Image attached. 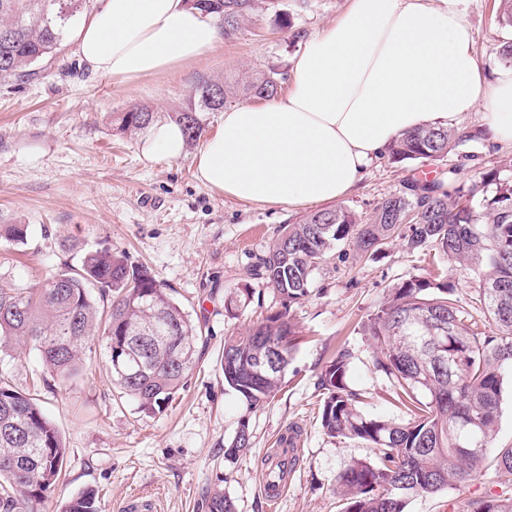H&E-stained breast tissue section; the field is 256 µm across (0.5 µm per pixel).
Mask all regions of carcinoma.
<instances>
[{
    "label": "carcinoma",
    "instance_id": "1",
    "mask_svg": "<svg viewBox=\"0 0 512 512\" xmlns=\"http://www.w3.org/2000/svg\"><path fill=\"white\" fill-rule=\"evenodd\" d=\"M87 0H0V81L30 77L34 64L58 53ZM256 0H197L194 8L224 18V37L234 36L256 9ZM281 74L256 71L233 82L199 85L188 107L170 115L190 144L199 140L200 112H214L213 93L222 105L237 95L274 97ZM157 114L133 108L113 115L124 135H135ZM452 126L426 125L394 139L386 148L393 164L442 160L473 140ZM448 181L413 180L391 194L364 221L350 209L314 212L296 224L280 226L269 252L247 270L279 294L282 309L243 333L224 337V384L256 406L273 397L299 346L290 317L293 305L311 293L315 272L334 248L345 243L354 256L375 254L400 239L407 250H432L467 267L484 304L488 324L475 320L441 275L413 278L392 289L363 325L374 364L391 378L398 403L410 419L399 424L373 417L359 407L348 384L352 354L344 349L322 368L321 426L330 437L358 440L377 450L374 461L356 460L342 472L337 494L344 512H406L409 498L453 490L481 476L501 414L506 373H512V179L499 169L480 180L455 186ZM28 225L0 228V239L27 241ZM167 331L156 339L152 326ZM105 338L112 381L138 410L165 408L194 365L198 329L170 289L145 267L128 263L109 247L88 249L42 282L24 287L0 277V512H37L54 492L67 449L46 414L41 389L50 380L77 375L90 360L92 342ZM31 345L47 374L31 392L15 390L6 378L8 360ZM268 356L270 364L258 366ZM251 447L241 425L225 458ZM209 512H235L218 492L208 496ZM60 512H101L98 494L81 492ZM466 512H512V498L494 494L468 502Z\"/></svg>",
    "mask_w": 512,
    "mask_h": 512
}]
</instances>
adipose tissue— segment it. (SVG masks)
I'll use <instances>...</instances> for the list:
<instances>
[{
  "label": "adipose tissue",
  "mask_w": 512,
  "mask_h": 512,
  "mask_svg": "<svg viewBox=\"0 0 512 512\" xmlns=\"http://www.w3.org/2000/svg\"><path fill=\"white\" fill-rule=\"evenodd\" d=\"M467 0H350L296 56L286 97L225 111L193 161L209 190L260 206L306 207L349 194L396 137L467 112L512 142V68L487 72ZM94 74L134 81L205 59L217 21L186 0H102L76 29ZM180 127L154 123L142 151L176 160Z\"/></svg>",
  "instance_id": "adipose-tissue-1"
}]
</instances>
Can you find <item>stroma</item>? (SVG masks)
I'll list each match as a JSON object with an SVG mask.
<instances>
[{"label": "stroma", "mask_w": 512, "mask_h": 512, "mask_svg": "<svg viewBox=\"0 0 512 512\" xmlns=\"http://www.w3.org/2000/svg\"><path fill=\"white\" fill-rule=\"evenodd\" d=\"M349 0H258L233 37L204 60L135 81L93 75L66 41L32 78L0 85V225L24 224L23 244L0 240V275L31 286L75 263L81 248L109 247L149 268L189 312L201 331L196 365L165 411L148 417L113 384L105 342L95 339L93 362L81 377L44 393V407L68 448L65 475L40 512H56L66 499L97 490L102 512H207L204 493L221 490L235 512H341L339 475L356 459L375 460L373 448L326 435L320 425L323 365L341 349L352 353L349 385L360 408L396 422L407 417L392 399L390 379L374 365L362 325L391 288L441 269L473 316L483 304L471 273L446 259L412 253L391 241L381 253L353 259L341 245L317 271L312 292L290 311L301 332L282 385L266 403L251 407L224 384L226 335L245 331L281 308L277 292L246 277L245 269L273 246L281 225L309 208L262 207L220 196L195 178V146L177 160L150 159L140 139L116 133L112 115L144 106L167 116L184 108L203 80L277 69L290 73L305 38L330 25ZM496 0H468L465 20L488 70L502 68L499 48L512 30L499 25ZM464 122L477 139L446 160L393 164L380 159L339 206L372 215L386 196L411 179H442L459 165L461 183L481 169L512 160V143L484 136L482 113ZM474 154L478 165H460ZM251 446L234 460L224 456L241 422ZM299 427L298 460L288 492L272 504L260 492L261 462L286 429ZM512 496V472L487 464L477 480L453 491L411 499L407 512H466L486 492Z\"/></svg>", "instance_id": "obj_1"}]
</instances>
